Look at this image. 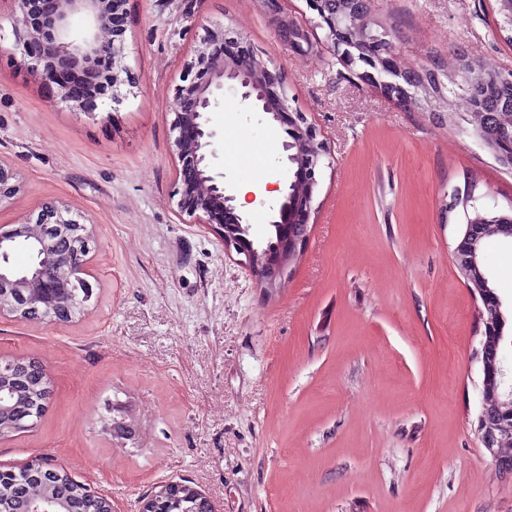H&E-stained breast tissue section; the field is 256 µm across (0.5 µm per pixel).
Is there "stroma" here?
Masks as SVG:
<instances>
[{"instance_id": "35a3bbf8", "label": "stroma", "mask_w": 512, "mask_h": 512, "mask_svg": "<svg viewBox=\"0 0 512 512\" xmlns=\"http://www.w3.org/2000/svg\"><path fill=\"white\" fill-rule=\"evenodd\" d=\"M134 86L80 111L24 66L0 0V165L20 190L0 225L58 202L93 225V295L66 322L0 321V356L41 363V421L0 443V466L47 457L137 512L187 480L217 512H512L477 430L479 316L451 253L465 208L512 209V168L449 112L396 104L333 53L286 49L276 11L305 0H127ZM404 69L455 50L512 68L496 0H374ZM280 64L291 109L328 143L310 241L269 294L207 225L179 213L171 121L205 26ZM217 157L255 235L268 228L284 126L225 94ZM471 195L451 207L454 191ZM512 336V242L487 248ZM125 422L127 434L112 424Z\"/></svg>"}]
</instances>
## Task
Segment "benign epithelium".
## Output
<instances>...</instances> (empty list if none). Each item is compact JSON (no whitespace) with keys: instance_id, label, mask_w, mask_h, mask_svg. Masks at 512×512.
<instances>
[{"instance_id":"obj_1","label":"benign epithelium","mask_w":512,"mask_h":512,"mask_svg":"<svg viewBox=\"0 0 512 512\" xmlns=\"http://www.w3.org/2000/svg\"><path fill=\"white\" fill-rule=\"evenodd\" d=\"M14 27L19 32L17 47L21 62L31 66L41 79L57 86V97L74 109L95 103L96 82L64 81V73H101L110 69L114 91L130 82L124 64L126 0H13ZM315 14L314 24L325 31L326 47L344 64L356 61L366 66L359 73L363 81L374 82L382 93L400 103L409 96L407 87H418L425 75L400 68L384 39L362 33L353 36L336 28V0H306ZM81 14L91 31L80 39L71 36V18ZM286 45L300 47L303 26L281 17ZM229 31L222 25L206 28L195 50L190 69L195 79L177 89L180 108L171 122L173 146L181 183L177 202L180 212L199 224L211 226L224 243V252L234 253L249 268L260 287L272 292L283 287L288 275V254L304 251L315 219L313 199L319 185L326 143L315 124L303 112H292L277 66L257 62L252 53L224 52ZM231 92L267 118L288 128L292 138L282 143L287 178L280 198L270 207L272 220L263 238L257 239L246 214L229 193L222 172H212L210 159L216 157L210 114L224 93ZM19 190L12 171L0 165V201ZM486 225L475 220L464 225L465 240L452 250L458 269L478 266L474 243L484 236ZM92 228L63 205L46 203L35 221L0 225V319L65 321L71 318L74 282L86 271ZM39 254V269H18L12 256L20 244ZM478 351L482 370L481 410L478 432L498 472L512 478V386L505 385L506 372L500 360L505 338L500 328L488 323L480 331ZM23 366L18 358H0V392L16 380ZM193 498L199 512H216L208 497L182 481L159 486L158 493L143 498L138 512H167L165 498Z\"/></svg>"}]
</instances>
